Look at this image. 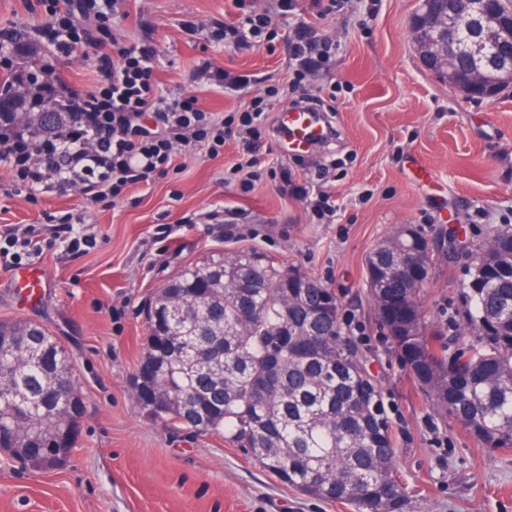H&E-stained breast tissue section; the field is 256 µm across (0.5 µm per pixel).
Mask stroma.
<instances>
[{
  "mask_svg": "<svg viewBox=\"0 0 512 512\" xmlns=\"http://www.w3.org/2000/svg\"><path fill=\"white\" fill-rule=\"evenodd\" d=\"M316 20L334 43L307 88L333 99L339 137L297 162L278 140L256 153L262 178L249 194L224 172L237 138L219 155L182 148L168 173L132 187L120 200H96L67 185L32 203L14 191L0 164V230L22 231L67 215L87 246L56 244L38 262L50 282L26 304L0 267V320L42 324L70 352L85 403L82 434L68 463L38 473L0 461V512H357L313 499L265 472L237 444L144 416L132 381L147 334L143 308L184 266L206 255L255 249L299 269L340 299L367 360L396 448L395 473L406 489L400 512H512V450L489 452L453 417L438 413L406 370L377 319L366 286L365 256L396 227L411 224L433 248L421 292L429 334L462 324L460 285L470 251L486 231L512 224V90L468 103L425 69L409 22L418 0H335ZM48 0H0V27L32 32L48 20ZM232 0H127L113 19L121 41L147 38L160 50L156 80L166 96L197 98L218 116L242 98L194 77L198 64L254 76L257 89L289 71L288 32L274 47L231 50L206 42L193 25L234 21ZM305 180L334 214L282 193L271 168ZM465 229L456 253L448 231Z\"/></svg>",
  "mask_w": 512,
  "mask_h": 512,
  "instance_id": "stroma-1",
  "label": "stroma"
}]
</instances>
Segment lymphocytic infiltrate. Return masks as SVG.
I'll return each mask as SVG.
<instances>
[{
  "label": "lymphocytic infiltrate",
  "instance_id": "obj_1",
  "mask_svg": "<svg viewBox=\"0 0 512 512\" xmlns=\"http://www.w3.org/2000/svg\"><path fill=\"white\" fill-rule=\"evenodd\" d=\"M122 0H85L81 10L53 9L39 40L56 52L70 54L75 44L101 48L111 37L108 17ZM235 21L205 27L206 36L238 48L273 42L274 21L288 23L291 75L282 86L249 94L248 75L197 68L199 78L215 81L244 97L241 111L227 117L201 109L194 100L159 96L155 82L158 49L149 40L116 43V60H101L95 69L94 90L79 92L61 76H54L43 91L52 95L63 113L48 133L30 126L0 125V162L7 165L13 185L30 198L52 193L65 184L82 185L94 198H118L136 184H150L169 171L179 146L196 142L218 155L226 139L238 137L242 158L233 175L242 192L253 189L258 176L255 151L270 129V100L280 91H292L293 105L319 106L321 98L301 92L308 74L318 70L334 49L317 40L299 13L298 0H277L275 14L248 9L246 0H234Z\"/></svg>",
  "mask_w": 512,
  "mask_h": 512
}]
</instances>
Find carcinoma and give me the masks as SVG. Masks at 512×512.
Wrapping results in <instances>:
<instances>
[{"mask_svg": "<svg viewBox=\"0 0 512 512\" xmlns=\"http://www.w3.org/2000/svg\"><path fill=\"white\" fill-rule=\"evenodd\" d=\"M448 47L470 43L467 19L446 29ZM7 110L30 112L38 82L4 74ZM418 228L405 226L391 246L365 258L367 273L398 270L408 258L430 274L433 254L418 251ZM215 287L184 267L146 305L148 334L133 385L147 416L248 449L280 482L304 495L349 501L357 512H398L404 488L393 476L395 448L380 393L358 346L339 321L336 293L263 253L218 252ZM463 283L472 339L428 335L420 290L391 277L368 288L384 306L383 325L404 366L435 407L456 418L492 452L512 449V224L492 228L475 248ZM199 298L201 315L174 323L169 306ZM224 341V369L198 364L194 352ZM73 366L67 349L41 324L0 321V423L27 432L33 455L53 446L50 383Z\"/></svg>", "mask_w": 512, "mask_h": 512, "instance_id": "1", "label": "carcinoma"}]
</instances>
